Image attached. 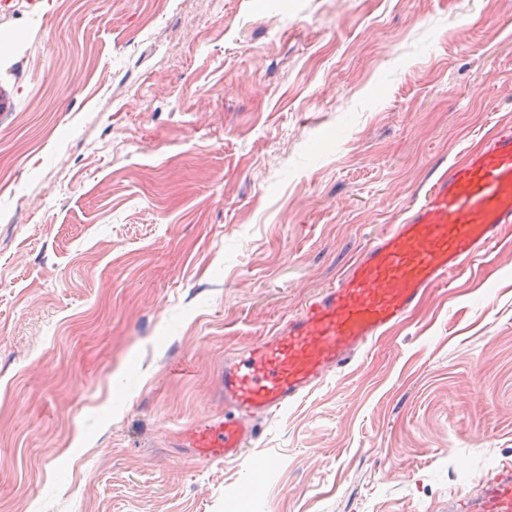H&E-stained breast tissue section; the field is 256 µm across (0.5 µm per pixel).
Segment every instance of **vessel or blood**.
<instances>
[{
    "label": "vessel or blood",
    "instance_id": "b4317fda",
    "mask_svg": "<svg viewBox=\"0 0 512 512\" xmlns=\"http://www.w3.org/2000/svg\"><path fill=\"white\" fill-rule=\"evenodd\" d=\"M512 224V128L453 163L402 223L374 238L359 257L272 336L224 363L220 418L187 430L200 461L234 459L257 432V417L309 394L330 372L349 367L405 321L451 274L482 257ZM456 512H512V465L497 467L480 494Z\"/></svg>",
    "mask_w": 512,
    "mask_h": 512
}]
</instances>
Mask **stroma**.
<instances>
[{
	"mask_svg": "<svg viewBox=\"0 0 512 512\" xmlns=\"http://www.w3.org/2000/svg\"><path fill=\"white\" fill-rule=\"evenodd\" d=\"M0 33V512H451L512 461V225L243 457L182 445L226 357L512 125V0H11Z\"/></svg>",
	"mask_w": 512,
	"mask_h": 512,
	"instance_id": "35a3bbf8",
	"label": "stroma"
}]
</instances>
